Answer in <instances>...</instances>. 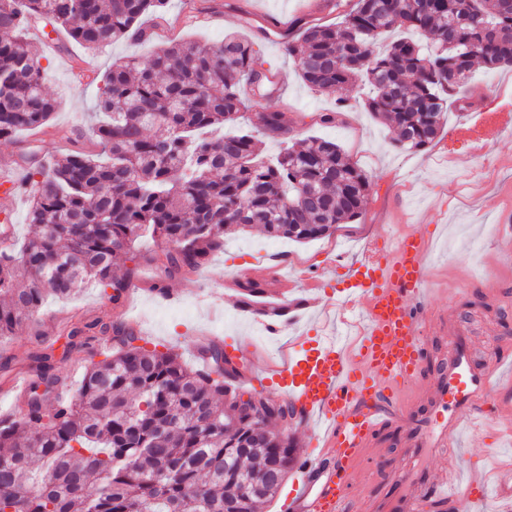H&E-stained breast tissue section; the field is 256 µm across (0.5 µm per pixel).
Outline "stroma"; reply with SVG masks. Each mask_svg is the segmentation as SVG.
<instances>
[{
    "mask_svg": "<svg viewBox=\"0 0 512 512\" xmlns=\"http://www.w3.org/2000/svg\"><path fill=\"white\" fill-rule=\"evenodd\" d=\"M234 9L201 13L186 22L181 0H172L163 16L146 17L155 35L151 42L121 40L96 52L70 44L68 51L34 40L46 70L44 87L59 100L46 133L23 132L13 140H0V170H10L20 181L34 166L27 156L39 147L42 158L61 157L83 147L94 150L97 96L113 62L121 58L148 59L155 49L175 41L213 44L227 34H239L254 44L266 67L284 83L282 95L271 105L285 111L299 138L336 140L351 161L370 178L361 217L337 225L328 237L288 243L293 265L275 268L268 253L275 241L260 232L225 234L224 250L210 264L194 273L168 278L153 267H143L133 281L130 299L116 305L95 287L82 288L65 299H48L44 313H56L52 325L21 327L15 335L0 339V410H7L13 395L7 387L14 376L28 373L31 355L57 349L67 325L87 328L84 346L66 361L56 363L54 373L77 389L84 373L102 358L107 346L96 321L117 317L134 321L149 346L171 350L188 366H197V336L209 332L220 340L244 343L253 352L250 365L262 367L279 350L294 348L303 336L335 331L325 311L333 299L325 291L336 278L337 268H350L362 258L369 242L430 227L431 253L428 274L442 288L428 301L430 310L452 316L462 333L475 370L508 358L512 360V264L493 261L489 245L505 213H512V71L479 68L465 89L476 105L467 111L449 107L448 122L424 151L396 149L392 129L354 105L338 123H317L319 113L336 108L334 95L310 89L299 77L282 40L263 34L270 14L292 19L304 17L308 0H233ZM502 116L496 134L484 140L483 152L473 150L464 128H477L485 113ZM321 280L318 288L301 285L306 276ZM275 279L276 304L285 308L274 316L277 335L265 329L264 318L242 308L234 282L237 279ZM405 431L391 427L380 436L382 452L367 478L350 490L354 504L368 493L385 495L393 477L412 465L405 445Z\"/></svg>",
    "mask_w": 512,
    "mask_h": 512,
    "instance_id": "stroma-1",
    "label": "stroma"
}]
</instances>
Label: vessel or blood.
I'll list each match as a JSON object with an SVG mask.
<instances>
[{"instance_id":"1","label":"vessel or blood","mask_w":512,"mask_h":512,"mask_svg":"<svg viewBox=\"0 0 512 512\" xmlns=\"http://www.w3.org/2000/svg\"><path fill=\"white\" fill-rule=\"evenodd\" d=\"M430 250L420 232L371 247L346 275L352 300L339 314L346 328L356 329L354 344L325 336L265 367V382L278 384L302 417L316 418L322 446V459L305 460L288 512H352V482L368 470L376 439L395 423L406 427L405 443L421 464L398 478L388 497L367 495L366 512H418L426 497L442 510L462 499L478 508L485 500L487 476L465 467L462 457L442 455L436 472L427 467L432 449L457 447L468 429L490 420L512 427V401L501 399L491 415L485 408L500 391L499 368L473 370L462 342H455L450 364L433 378L424 375L431 344L448 333L447 316L423 312L432 292ZM420 384L431 403L424 418L417 413Z\"/></svg>"}]
</instances>
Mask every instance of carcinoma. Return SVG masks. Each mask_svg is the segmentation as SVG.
<instances>
[{"label":"carcinoma","instance_id":"carcinoma-1","mask_svg":"<svg viewBox=\"0 0 512 512\" xmlns=\"http://www.w3.org/2000/svg\"><path fill=\"white\" fill-rule=\"evenodd\" d=\"M169 0H0V139L44 126L58 103L43 89L31 31L51 27L87 50L142 40L141 20ZM334 24H303L285 41L301 79L318 92L347 91L363 76L364 105L393 129L401 150L423 151L448 120V101L475 64L512 69V0H329ZM394 29L421 33L388 40ZM271 72L254 43L227 34L212 45L173 44L146 61L112 64L98 96L97 152L74 151L35 168L28 223L38 233L0 249V337L88 282L117 302L132 282L114 268L135 261L150 230L173 248L144 257L169 276L209 264L224 232L253 227L269 239L308 242L361 216L369 186L336 141H292L284 112L248 98ZM259 107L258 123L239 126ZM282 140L268 159L259 136ZM241 303L274 295L272 282L236 281ZM83 376L77 398L46 403L53 353L37 358L14 415L0 414V512H258L302 466L294 440L273 430L293 416L263 398L241 406L240 371L218 346L201 369L170 351L125 344ZM66 336L61 359L82 346Z\"/></svg>","mask_w":512,"mask_h":512}]
</instances>
